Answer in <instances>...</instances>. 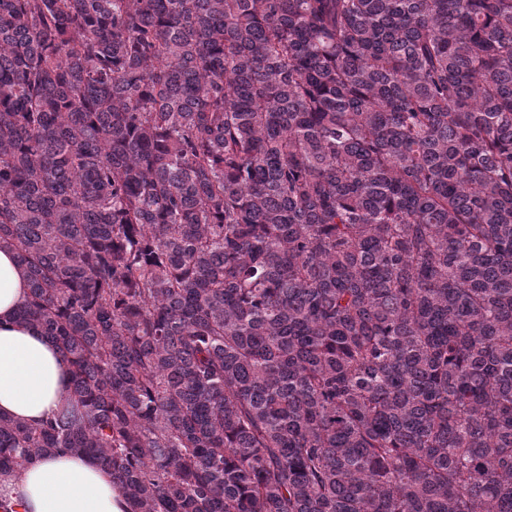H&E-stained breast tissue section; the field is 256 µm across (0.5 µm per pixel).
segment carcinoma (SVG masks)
Wrapping results in <instances>:
<instances>
[{
    "instance_id": "obj_1",
    "label": "carcinoma",
    "mask_w": 512,
    "mask_h": 512,
    "mask_svg": "<svg viewBox=\"0 0 512 512\" xmlns=\"http://www.w3.org/2000/svg\"><path fill=\"white\" fill-rule=\"evenodd\" d=\"M127 512H512V0H0V248Z\"/></svg>"
}]
</instances>
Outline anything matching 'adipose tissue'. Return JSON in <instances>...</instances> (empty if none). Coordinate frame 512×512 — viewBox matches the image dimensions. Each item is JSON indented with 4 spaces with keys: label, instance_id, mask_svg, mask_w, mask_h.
<instances>
[{
    "label": "adipose tissue",
    "instance_id": "obj_1",
    "mask_svg": "<svg viewBox=\"0 0 512 512\" xmlns=\"http://www.w3.org/2000/svg\"><path fill=\"white\" fill-rule=\"evenodd\" d=\"M28 299L25 275L14 254L0 250V414L36 425L69 397V374L40 329L20 324ZM0 500L16 512H126L111 472L91 458L52 454L0 482Z\"/></svg>",
    "mask_w": 512,
    "mask_h": 512
}]
</instances>
